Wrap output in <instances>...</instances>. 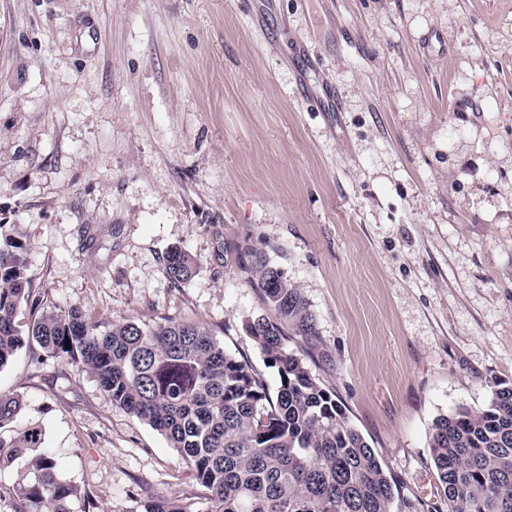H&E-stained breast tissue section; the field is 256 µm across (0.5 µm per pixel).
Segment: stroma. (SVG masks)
<instances>
[{
    "instance_id": "obj_1",
    "label": "stroma",
    "mask_w": 512,
    "mask_h": 512,
    "mask_svg": "<svg viewBox=\"0 0 512 512\" xmlns=\"http://www.w3.org/2000/svg\"><path fill=\"white\" fill-rule=\"evenodd\" d=\"M342 109L321 103L323 82ZM0 227L32 297L110 325L244 330L265 253L315 333L290 337L398 486L448 512L435 421L512 387V0H0ZM198 262L174 285L171 248ZM74 512L198 501L167 440L81 363L0 368Z\"/></svg>"
}]
</instances>
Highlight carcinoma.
I'll list each match as a JSON object with an SVG mask.
<instances>
[{"label":"carcinoma","instance_id":"obj_1","mask_svg":"<svg viewBox=\"0 0 512 512\" xmlns=\"http://www.w3.org/2000/svg\"><path fill=\"white\" fill-rule=\"evenodd\" d=\"M252 266L272 315L249 318L245 330L277 375L273 391L196 323L104 326L71 308L40 310L22 332L17 311L31 279L26 248L12 239L0 243V367L24 335L51 358L82 363L113 404L166 438L202 488L207 512H393L397 488L374 448L336 394L288 350L284 327L315 331L307 300L263 253L252 255ZM197 268L185 251L166 257L175 284ZM20 406L0 395V429ZM431 449L448 512H512V387L496 389L483 408L437 419ZM19 459L26 467L10 492L12 512H73L75 489L60 479L42 427L0 435V466ZM144 512H194V504L158 499Z\"/></svg>","mask_w":512,"mask_h":512}]
</instances>
